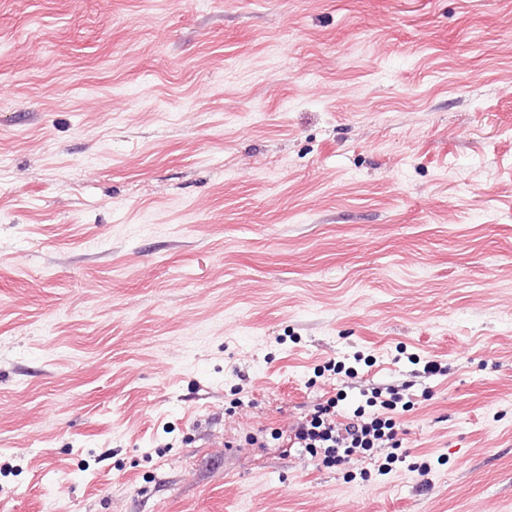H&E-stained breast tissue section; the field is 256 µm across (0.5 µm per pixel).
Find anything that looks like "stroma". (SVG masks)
<instances>
[{
  "instance_id": "1",
  "label": "stroma",
  "mask_w": 512,
  "mask_h": 512,
  "mask_svg": "<svg viewBox=\"0 0 512 512\" xmlns=\"http://www.w3.org/2000/svg\"><path fill=\"white\" fill-rule=\"evenodd\" d=\"M1 44L0 512H512V0H0ZM387 385L428 474L290 446Z\"/></svg>"
}]
</instances>
